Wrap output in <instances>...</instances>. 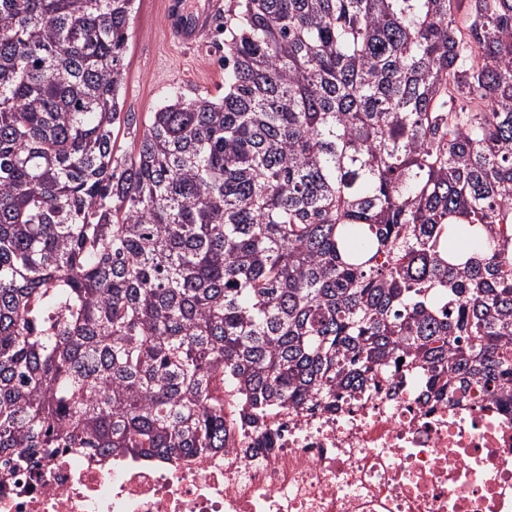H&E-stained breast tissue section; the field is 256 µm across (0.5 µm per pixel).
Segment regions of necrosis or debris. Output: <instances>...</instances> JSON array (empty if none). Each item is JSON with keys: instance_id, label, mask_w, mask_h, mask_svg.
Instances as JSON below:
<instances>
[{"instance_id": "1", "label": "necrosis or debris", "mask_w": 512, "mask_h": 512, "mask_svg": "<svg viewBox=\"0 0 512 512\" xmlns=\"http://www.w3.org/2000/svg\"><path fill=\"white\" fill-rule=\"evenodd\" d=\"M327 412L227 419L202 458L63 451L0 482V512H512V412L422 378Z\"/></svg>"}]
</instances>
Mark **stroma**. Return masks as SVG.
Returning a JSON list of instances; mask_svg holds the SVG:
<instances>
[{"label":"stroma","instance_id":"stroma-1","mask_svg":"<svg viewBox=\"0 0 512 512\" xmlns=\"http://www.w3.org/2000/svg\"><path fill=\"white\" fill-rule=\"evenodd\" d=\"M165 13L166 0H136L122 101L124 111L140 122L171 90L203 97L224 91V67L211 33L194 47L180 46L167 37Z\"/></svg>","mask_w":512,"mask_h":512}]
</instances>
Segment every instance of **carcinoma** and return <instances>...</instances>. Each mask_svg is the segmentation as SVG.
Instances as JSON below:
<instances>
[{
	"mask_svg": "<svg viewBox=\"0 0 512 512\" xmlns=\"http://www.w3.org/2000/svg\"><path fill=\"white\" fill-rule=\"evenodd\" d=\"M134 4L0 0V467L404 367L512 402V0H238L120 154Z\"/></svg>",
	"mask_w": 512,
	"mask_h": 512,
	"instance_id": "carcinoma-1",
	"label": "carcinoma"
}]
</instances>
